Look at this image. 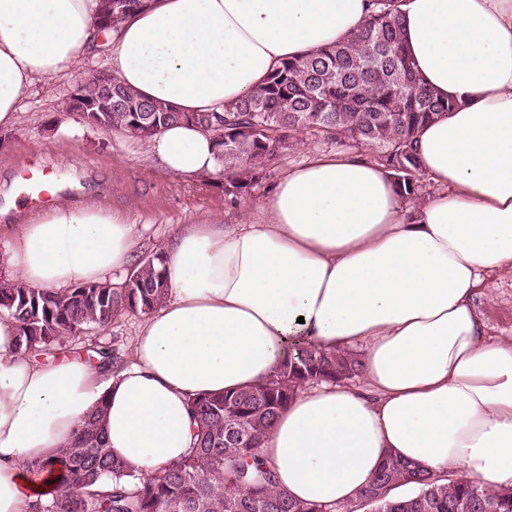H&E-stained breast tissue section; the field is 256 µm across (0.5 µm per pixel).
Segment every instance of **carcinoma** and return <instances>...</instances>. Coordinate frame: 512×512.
I'll return each mask as SVG.
<instances>
[{
    "instance_id": "carcinoma-1",
    "label": "carcinoma",
    "mask_w": 512,
    "mask_h": 512,
    "mask_svg": "<svg viewBox=\"0 0 512 512\" xmlns=\"http://www.w3.org/2000/svg\"><path fill=\"white\" fill-rule=\"evenodd\" d=\"M400 0H369L363 27L350 38L315 53L282 62L261 86L224 112L196 114L198 126L217 131L218 165L229 174L231 192L247 189L283 142L297 132L322 131L336 142L375 150L401 197L417 198L419 161L415 138L421 127L453 103L421 82L406 51ZM138 6L114 10L99 0L104 34ZM104 131L120 130L149 141L186 114L142 99L112 78V111L87 114ZM265 132L238 130L252 122ZM164 253L142 258L119 288L89 283L65 292L0 281V311L16 322L17 354L51 350L64 336L101 328L125 314L146 316L162 302ZM103 371L123 366L112 349L92 348ZM362 370L356 352L290 343L269 381L188 400L195 423L190 451L178 462L145 478L134 474L106 446L105 406L99 405L61 451L65 470L51 499L31 512H336L333 505L291 498L276 487L275 472L260 456L261 441L297 390L310 383H336ZM410 483L417 491H394ZM359 502L372 512H512V489L491 490L468 479L443 481L432 473L389 459Z\"/></svg>"
}]
</instances>
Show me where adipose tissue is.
Returning a JSON list of instances; mask_svg holds the SVG:
<instances>
[{"instance_id":"ef3b65f1","label":"adipose tissue","mask_w":512,"mask_h":512,"mask_svg":"<svg viewBox=\"0 0 512 512\" xmlns=\"http://www.w3.org/2000/svg\"><path fill=\"white\" fill-rule=\"evenodd\" d=\"M98 0H0V128L35 82L78 68ZM365 0H147L110 37L109 66L144 98L220 112L280 61L355 33ZM427 88L453 109L416 152L434 193L408 212L388 170L360 156L292 169L248 224H183L165 246L166 291L107 383L82 357H19L0 318V512H29L61 474L60 449L105 405L107 446L138 474L192 445L190 397L272 378L289 338L362 349L367 389L304 388L260 452L278 489L352 503L386 458L512 489V338L473 303L483 271L512 268V0H401ZM216 135L184 123L152 144L176 175L217 172ZM0 277L64 291L136 260L133 225L63 203L10 225ZM45 461L42 471L33 461Z\"/></svg>"}]
</instances>
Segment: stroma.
Instances as JSON below:
<instances>
[{"label": "stroma", "mask_w": 512, "mask_h": 512, "mask_svg": "<svg viewBox=\"0 0 512 512\" xmlns=\"http://www.w3.org/2000/svg\"><path fill=\"white\" fill-rule=\"evenodd\" d=\"M108 67L105 55H92L74 76L43 79L30 88L20 102L15 124L0 129V192L28 185L37 172L62 174L57 200L100 202L121 215L135 227L139 256L163 251L178 225L192 219L249 222L288 171L340 150L327 133H296L259 179L237 195L227 193L226 179L219 172L167 173L150 142L97 129L80 113L66 111L65 103L76 86ZM477 308L489 335H512V273L486 274ZM141 322L138 315L121 316L107 330L65 338L50 356L85 355L88 341L99 339L114 354L129 359Z\"/></svg>", "instance_id": "obj_1"}]
</instances>
